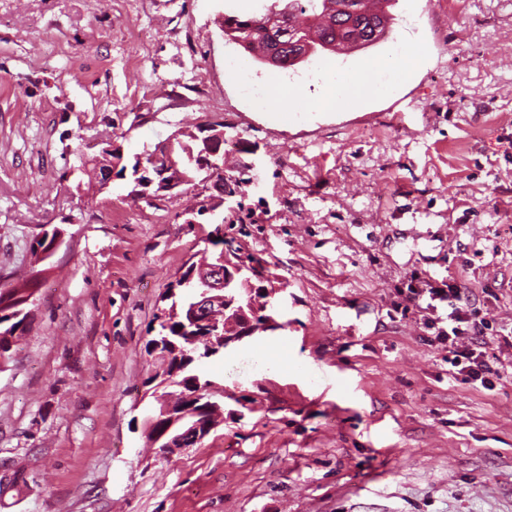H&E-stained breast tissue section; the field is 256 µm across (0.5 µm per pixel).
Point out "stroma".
I'll use <instances>...</instances> for the list:
<instances>
[{"mask_svg":"<svg viewBox=\"0 0 512 512\" xmlns=\"http://www.w3.org/2000/svg\"><path fill=\"white\" fill-rule=\"evenodd\" d=\"M261 0H0V284L28 277L58 227L26 335L0 369V463L23 471L0 512H512V377H448L411 275L455 274L465 310L512 360V0H396L389 38L421 64L392 94L258 109L274 69L227 40L220 11ZM224 127L222 216L209 190L151 208L125 180L93 193L81 158L124 156L177 128ZM220 233L270 271L276 330L202 360L224 422L158 457L147 352L162 297Z\"/></svg>","mask_w":512,"mask_h":512,"instance_id":"stroma-1","label":"stroma"}]
</instances>
